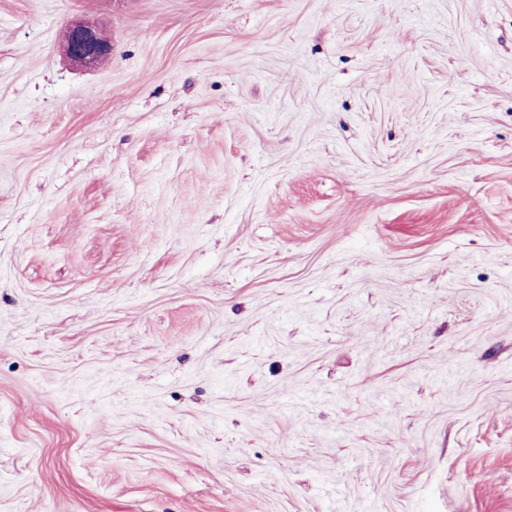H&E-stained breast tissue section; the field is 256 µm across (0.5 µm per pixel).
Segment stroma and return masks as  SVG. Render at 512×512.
Returning a JSON list of instances; mask_svg holds the SVG:
<instances>
[{"label": "stroma", "instance_id": "1", "mask_svg": "<svg viewBox=\"0 0 512 512\" xmlns=\"http://www.w3.org/2000/svg\"><path fill=\"white\" fill-rule=\"evenodd\" d=\"M0 512H512V0H0ZM64 51L74 63L91 68L110 57L112 44L97 28L88 23L77 22L67 31Z\"/></svg>", "mask_w": 512, "mask_h": 512}]
</instances>
